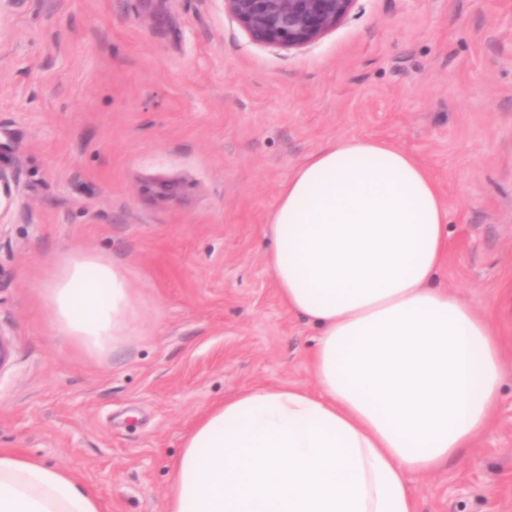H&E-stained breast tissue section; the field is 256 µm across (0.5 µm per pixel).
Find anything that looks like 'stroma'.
Wrapping results in <instances>:
<instances>
[{
  "label": "stroma",
  "instance_id": "1",
  "mask_svg": "<svg viewBox=\"0 0 512 512\" xmlns=\"http://www.w3.org/2000/svg\"><path fill=\"white\" fill-rule=\"evenodd\" d=\"M9 27L0 448L69 469L106 512H164L168 465L211 402L312 386L313 332L279 301L264 228L307 156L372 138L437 180L440 279L511 334L489 431L414 480L420 512H512V0H356L294 49L254 43L222 0H18ZM79 250L125 269L144 303L101 360L57 336L44 300ZM16 188L15 171L0 165V230L15 214Z\"/></svg>",
  "mask_w": 512,
  "mask_h": 512
}]
</instances>
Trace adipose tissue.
<instances>
[{
    "label": "adipose tissue",
    "instance_id": "obj_1",
    "mask_svg": "<svg viewBox=\"0 0 512 512\" xmlns=\"http://www.w3.org/2000/svg\"><path fill=\"white\" fill-rule=\"evenodd\" d=\"M448 204L401 148L357 137L309 155L269 215L265 262L283 306L315 330L313 388H249L182 439L164 512H419L410 482L475 447L501 401L491 311L436 279ZM53 328L101 359L134 335L140 299L101 257L64 260ZM0 512H104L70 470L0 448Z\"/></svg>",
    "mask_w": 512,
    "mask_h": 512
}]
</instances>
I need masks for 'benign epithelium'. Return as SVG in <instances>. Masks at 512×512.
Listing matches in <instances>:
<instances>
[{"instance_id":"obj_1","label":"benign epithelium","mask_w":512,"mask_h":512,"mask_svg":"<svg viewBox=\"0 0 512 512\" xmlns=\"http://www.w3.org/2000/svg\"><path fill=\"white\" fill-rule=\"evenodd\" d=\"M355 0H224L225 11L260 45L300 48L336 28ZM15 171L0 166V227L15 214ZM13 345L0 330V375L9 367Z\"/></svg>"}]
</instances>
